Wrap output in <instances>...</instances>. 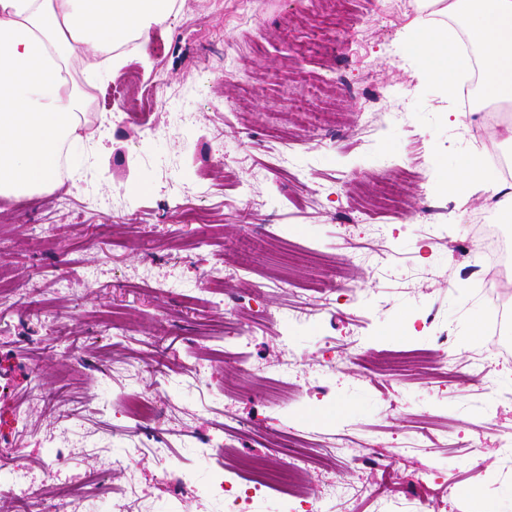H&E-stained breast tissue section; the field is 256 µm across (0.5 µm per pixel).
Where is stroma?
I'll list each match as a JSON object with an SVG mask.
<instances>
[{
  "label": "stroma",
  "mask_w": 512,
  "mask_h": 512,
  "mask_svg": "<svg viewBox=\"0 0 512 512\" xmlns=\"http://www.w3.org/2000/svg\"><path fill=\"white\" fill-rule=\"evenodd\" d=\"M255 10L245 26L235 0H177L150 31L164 57L100 63L84 117L100 128L67 146L68 179L0 198V468L21 465L28 488L1 490L0 512H40L51 487L97 512L120 493L217 512L208 486L256 454L301 466L307 512H382L381 485L407 512H512V359L486 365L494 343L471 334L492 308L463 247L490 195L458 205L438 177L512 151V132L479 142L449 122L458 99L399 49L413 0H345L332 25L324 0ZM147 85L143 127L126 115ZM405 166L424 178L403 207L361 214ZM197 208L205 223L187 221ZM229 328L247 368L214 355ZM442 336L458 377L386 366ZM132 397L151 419L127 413Z\"/></svg>",
  "instance_id": "35a3bbf8"
}]
</instances>
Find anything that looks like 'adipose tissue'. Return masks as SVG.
Here are the masks:
<instances>
[{
    "instance_id": "1",
    "label": "adipose tissue",
    "mask_w": 512,
    "mask_h": 512,
    "mask_svg": "<svg viewBox=\"0 0 512 512\" xmlns=\"http://www.w3.org/2000/svg\"><path fill=\"white\" fill-rule=\"evenodd\" d=\"M437 0H417L414 30L401 33L405 53L427 57V78L454 85L459 37L435 27L428 14ZM175 0H0V196L30 195L56 183L59 149L80 138L87 97L72 77V58L88 47L83 70L95 74L94 57L128 40L147 39ZM479 47L488 99L512 104V0H448ZM459 203L473 193L498 195L503 222H512V192L478 155L446 173Z\"/></svg>"
}]
</instances>
